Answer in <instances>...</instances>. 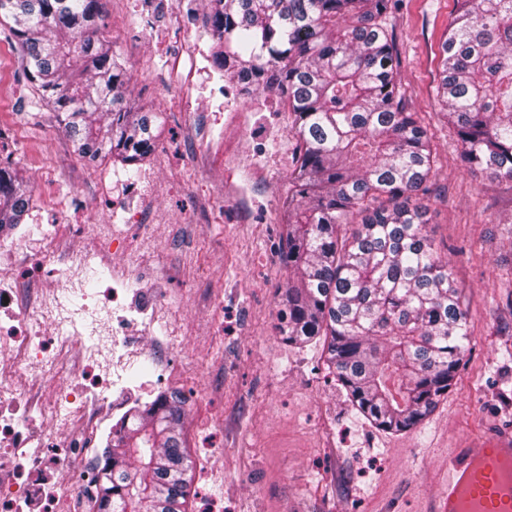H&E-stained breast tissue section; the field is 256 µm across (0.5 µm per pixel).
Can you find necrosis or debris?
<instances>
[{
	"mask_svg": "<svg viewBox=\"0 0 512 512\" xmlns=\"http://www.w3.org/2000/svg\"><path fill=\"white\" fill-rule=\"evenodd\" d=\"M125 246L103 289L64 313L79 271L106 264L108 241ZM153 237L129 221L108 233L82 224H39L28 236L0 234V512H96L97 448L128 405L127 369L153 353L154 385H164L170 355L189 326L168 330V301L153 288L155 274L138 263ZM38 269L20 270L23 253ZM97 320L95 345L78 343L70 319Z\"/></svg>",
	"mask_w": 512,
	"mask_h": 512,
	"instance_id": "4bbe7bcc",
	"label": "necrosis or debris"
}]
</instances>
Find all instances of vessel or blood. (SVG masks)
Here are the masks:
<instances>
[{"mask_svg": "<svg viewBox=\"0 0 512 512\" xmlns=\"http://www.w3.org/2000/svg\"><path fill=\"white\" fill-rule=\"evenodd\" d=\"M438 512H512V434L448 458V490Z\"/></svg>", "mask_w": 512, "mask_h": 512, "instance_id": "vessel-or-blood-1", "label": "vessel or blood"}]
</instances>
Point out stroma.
I'll return each mask as SVG.
<instances>
[{
    "label": "stroma",
    "instance_id": "stroma-1",
    "mask_svg": "<svg viewBox=\"0 0 512 512\" xmlns=\"http://www.w3.org/2000/svg\"><path fill=\"white\" fill-rule=\"evenodd\" d=\"M104 34L131 64L130 99L160 113L154 153L135 166L81 159L53 111L27 81L12 21L0 23V159L28 181L30 224L104 223L113 211L155 221L159 286L195 335L176 353L202 379H175L187 399L183 433L192 467L190 512H435L448 455L512 428V182L467 168L436 97L440 49L455 0H400L389 20L408 111L433 135L428 226L469 312L473 343L447 395L420 425L376 429L329 375L322 343L281 340L277 314L287 278L278 255L282 202L296 166L293 116L273 94L244 98L224 83L214 111L204 80L179 86L177 48L156 0H103ZM209 150L212 168L196 166ZM154 181L149 200L130 189ZM263 201L243 210L223 182ZM224 297L223 314L196 304Z\"/></svg>",
    "mask_w": 512,
    "mask_h": 512
}]
</instances>
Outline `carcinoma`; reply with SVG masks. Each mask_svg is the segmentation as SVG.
I'll use <instances>...</instances> for the list:
<instances>
[{
  "label": "carcinoma",
  "instance_id": "carcinoma-1",
  "mask_svg": "<svg viewBox=\"0 0 512 512\" xmlns=\"http://www.w3.org/2000/svg\"><path fill=\"white\" fill-rule=\"evenodd\" d=\"M213 64L243 94L283 97L296 168L284 203L281 338L327 342L336 385L377 429L418 426L448 394L472 337L420 191L432 134L407 111L387 20L395 0H206ZM24 74L77 154L135 165L156 115L128 101L129 68L103 37L100 0H0ZM438 101L465 166L512 181V0H457ZM31 196L0 165V231ZM186 398L164 393L112 435L97 512H187Z\"/></svg>",
  "mask_w": 512,
  "mask_h": 512
}]
</instances>
